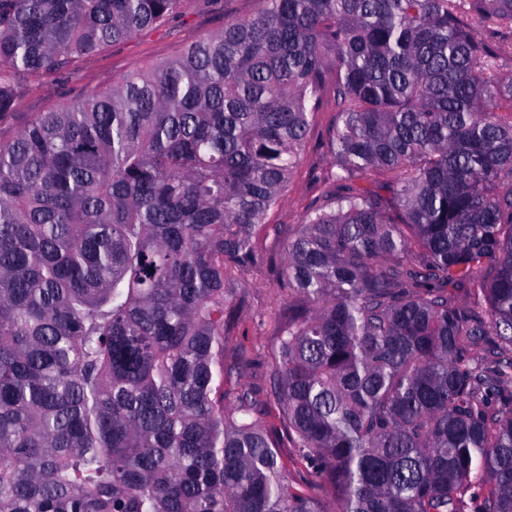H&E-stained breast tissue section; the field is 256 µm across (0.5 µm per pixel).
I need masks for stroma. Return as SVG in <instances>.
<instances>
[{"instance_id": "obj_1", "label": "stroma", "mask_w": 512, "mask_h": 512, "mask_svg": "<svg viewBox=\"0 0 512 512\" xmlns=\"http://www.w3.org/2000/svg\"><path fill=\"white\" fill-rule=\"evenodd\" d=\"M259 8V0H186L175 17L79 59L70 70L39 79L20 78L21 97L14 114L0 122V138L10 139L35 113L53 109L90 90L107 88L126 74L172 58L203 35L223 30L225 22L250 18ZM333 119L329 109L313 118L301 162L258 239L257 256L263 265L284 266V230L300 224L307 208L327 189L324 178L334 164L329 147ZM238 293L242 299L239 320L224 339V354L229 357L239 353L246 360L244 375L235 378L233 384L239 390L259 391L262 404L257 415L265 430L275 436L280 427L276 394L265 384L263 375L273 362L277 319L287 314L288 304L276 300L266 278L260 275L244 282Z\"/></svg>"}]
</instances>
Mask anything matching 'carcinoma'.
<instances>
[{"label":"carcinoma","mask_w":512,"mask_h":512,"mask_svg":"<svg viewBox=\"0 0 512 512\" xmlns=\"http://www.w3.org/2000/svg\"><path fill=\"white\" fill-rule=\"evenodd\" d=\"M183 6L0 0V121ZM474 19L512 0H261L0 140V512H512V40ZM329 101L332 188L264 272ZM262 273L297 483L225 402Z\"/></svg>","instance_id":"carcinoma-1"}]
</instances>
